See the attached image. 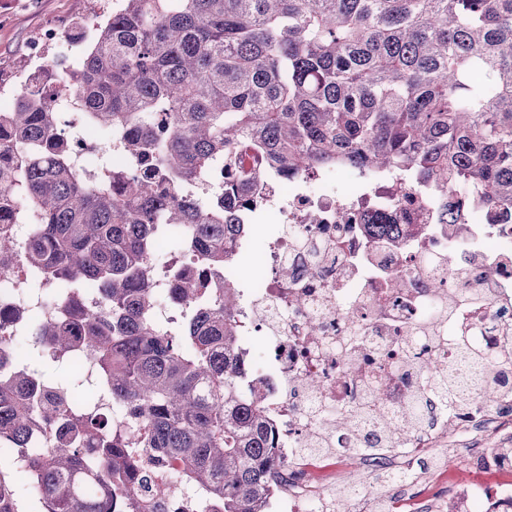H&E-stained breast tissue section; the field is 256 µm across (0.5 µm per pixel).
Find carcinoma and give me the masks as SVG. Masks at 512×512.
Segmentation results:
<instances>
[{"label":"carcinoma","mask_w":512,"mask_h":512,"mask_svg":"<svg viewBox=\"0 0 512 512\" xmlns=\"http://www.w3.org/2000/svg\"><path fill=\"white\" fill-rule=\"evenodd\" d=\"M65 72L58 92L112 130L126 162L104 151L83 178L51 97L19 88L0 111V225L18 217L10 195L41 212L27 259L71 321L15 319L58 356L90 352L99 382L74 374L40 389L0 359V443L19 448L68 413L58 445L30 461L38 512L157 508L151 475L173 465L204 491L202 512H265L282 460L238 352L239 283L223 275L226 244L250 231L237 214L276 181L329 166L393 170L419 188L451 177L512 206V0H118L81 78ZM214 170L222 184L207 200L183 192ZM158 224L190 225L193 271L174 291L195 309L174 331L153 317ZM96 288L103 305L89 312ZM453 347L428 379L461 404L458 364L486 383L512 360V335L489 354L461 326ZM431 354L420 337L413 368ZM103 386L124 418L97 406ZM431 421L421 392L400 427ZM0 512H26L1 468Z\"/></svg>","instance_id":"obj_1"}]
</instances>
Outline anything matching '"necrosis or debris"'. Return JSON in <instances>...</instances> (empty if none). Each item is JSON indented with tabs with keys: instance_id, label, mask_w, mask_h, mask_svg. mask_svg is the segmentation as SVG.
<instances>
[{
	"instance_id": "4bbe7bcc",
	"label": "necrosis or debris",
	"mask_w": 512,
	"mask_h": 512,
	"mask_svg": "<svg viewBox=\"0 0 512 512\" xmlns=\"http://www.w3.org/2000/svg\"><path fill=\"white\" fill-rule=\"evenodd\" d=\"M54 101L61 125L72 136L83 170L112 139L88 121L69 98ZM350 187L336 188L331 172L279 182L260 211L278 224L267 246V263L238 309L239 350L254 381L266 384V415L274 424L285 466L273 472L275 494L266 512H310L317 500L351 487L357 466L379 475L413 474L425 456L438 457L421 480L422 492L448 491L457 506L512 500V391L492 399L473 395L465 413L443 414L421 432L403 435L398 450L362 452L377 440V422L360 430L326 431L327 423L353 412L370 396L390 364L401 361L408 340L450 336L454 325H470L475 338L495 350L512 332V225L493 224L474 189L451 183L447 193L403 187L387 172L353 169ZM17 224L0 226L14 244L9 264L0 266V310L41 311L60 319L58 300H47L42 271L28 265L24 246L41 223L40 212L20 209ZM395 224L402 243L375 239L373 225ZM481 291L479 305L436 316L458 290L457 273ZM468 461L501 474L493 490L453 486L456 468ZM167 493L164 512H195L201 496L177 469L159 472Z\"/></svg>"
}]
</instances>
